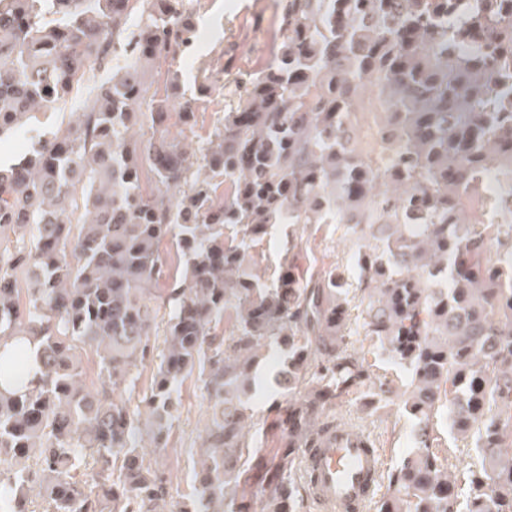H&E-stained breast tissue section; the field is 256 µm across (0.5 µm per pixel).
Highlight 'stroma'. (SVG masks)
Segmentation results:
<instances>
[{
  "mask_svg": "<svg viewBox=\"0 0 512 512\" xmlns=\"http://www.w3.org/2000/svg\"><path fill=\"white\" fill-rule=\"evenodd\" d=\"M197 23L193 65L182 58L172 63L180 77V90L197 100L193 146H200L208 133L224 118V63L233 59L243 70L269 63L278 49L279 0H192ZM208 85L199 95V85ZM309 239L320 269H351L357 247L334 225L278 224L251 250L255 265L273 275L284 254L289 236ZM180 414L172 424L165 465L159 475L167 486L169 512H178L199 468L201 435L210 413L207 394L196 376L186 377L177 388ZM343 422L370 432L384 454L385 470L395 468L408 452L410 422L400 400L377 409L364 408L358 395L349 394L336 406Z\"/></svg>",
  "mask_w": 512,
  "mask_h": 512,
  "instance_id": "1",
  "label": "stroma"
}]
</instances>
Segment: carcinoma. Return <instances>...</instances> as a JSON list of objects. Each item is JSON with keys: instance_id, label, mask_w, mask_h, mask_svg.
Returning <instances> with one entry per match:
<instances>
[{"instance_id": "1", "label": "carcinoma", "mask_w": 512, "mask_h": 512, "mask_svg": "<svg viewBox=\"0 0 512 512\" xmlns=\"http://www.w3.org/2000/svg\"><path fill=\"white\" fill-rule=\"evenodd\" d=\"M194 34L174 0H0V142L113 57L66 124L0 163L8 512H167L162 449L193 373L211 415L181 512H252L255 497L298 512V450L336 428V402L397 394L349 348L353 324L409 378L416 447L378 512H512V0H281L278 53L246 75L224 65L232 104L191 151L190 102L169 131L178 74L161 95L147 73ZM274 224H334L360 242L358 305L344 273L300 268L301 239L274 280L259 273L250 250ZM165 240L182 261L166 318ZM160 331L143 423L136 374ZM271 348L288 398L255 422L243 401ZM442 424L473 440L479 469L435 451ZM267 425L277 448L249 478L242 459Z\"/></svg>"}]
</instances>
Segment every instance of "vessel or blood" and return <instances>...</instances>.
Instances as JSON below:
<instances>
[{
	"label": "vessel or blood",
	"instance_id": "1",
	"mask_svg": "<svg viewBox=\"0 0 512 512\" xmlns=\"http://www.w3.org/2000/svg\"><path fill=\"white\" fill-rule=\"evenodd\" d=\"M384 467L379 449L366 447L349 425L301 452V472L317 512H365Z\"/></svg>",
	"mask_w": 512,
	"mask_h": 512
}]
</instances>
